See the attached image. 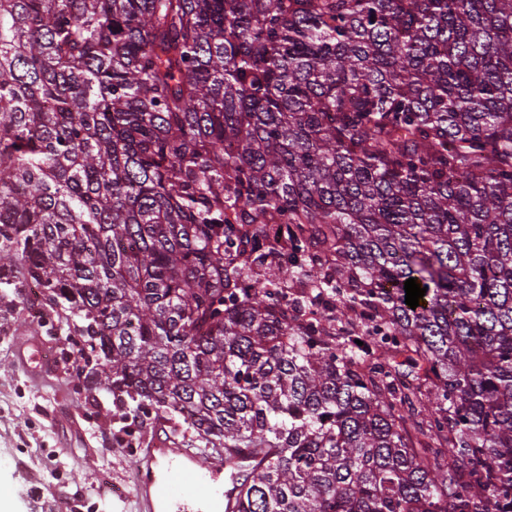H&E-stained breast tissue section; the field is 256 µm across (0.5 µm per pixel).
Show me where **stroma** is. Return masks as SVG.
Returning <instances> with one entry per match:
<instances>
[{"mask_svg":"<svg viewBox=\"0 0 512 512\" xmlns=\"http://www.w3.org/2000/svg\"><path fill=\"white\" fill-rule=\"evenodd\" d=\"M33 352L0 326V512H130L139 453L111 440L109 402L89 422L65 372L34 370Z\"/></svg>","mask_w":512,"mask_h":512,"instance_id":"obj_1","label":"stroma"}]
</instances>
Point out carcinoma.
<instances>
[{"mask_svg":"<svg viewBox=\"0 0 512 512\" xmlns=\"http://www.w3.org/2000/svg\"><path fill=\"white\" fill-rule=\"evenodd\" d=\"M0 312L232 512H512V0H0Z\"/></svg>","mask_w":512,"mask_h":512,"instance_id":"cac0c4a2","label":"carcinoma"}]
</instances>
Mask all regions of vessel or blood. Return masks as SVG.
<instances>
[{
  "instance_id": "b4317fda",
  "label": "vessel or blood",
  "mask_w": 512,
  "mask_h": 512,
  "mask_svg": "<svg viewBox=\"0 0 512 512\" xmlns=\"http://www.w3.org/2000/svg\"><path fill=\"white\" fill-rule=\"evenodd\" d=\"M141 482L131 493L138 512H224V467L163 441L138 460Z\"/></svg>"
}]
</instances>
